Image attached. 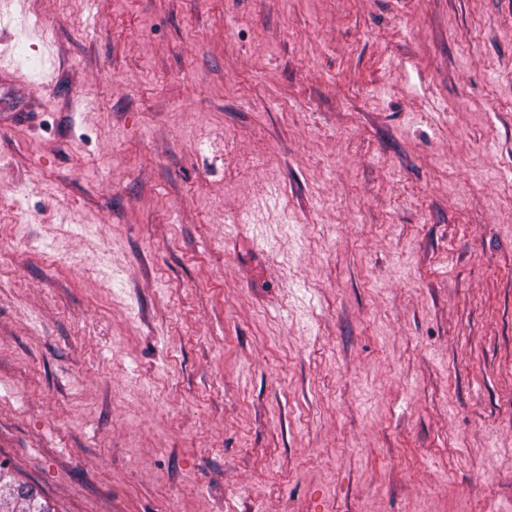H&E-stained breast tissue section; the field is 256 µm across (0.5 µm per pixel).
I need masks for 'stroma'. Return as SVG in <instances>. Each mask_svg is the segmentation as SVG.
I'll use <instances>...</instances> for the list:
<instances>
[{"mask_svg": "<svg viewBox=\"0 0 512 512\" xmlns=\"http://www.w3.org/2000/svg\"><path fill=\"white\" fill-rule=\"evenodd\" d=\"M0 464L512 512V0H0Z\"/></svg>", "mask_w": 512, "mask_h": 512, "instance_id": "stroma-1", "label": "stroma"}]
</instances>
